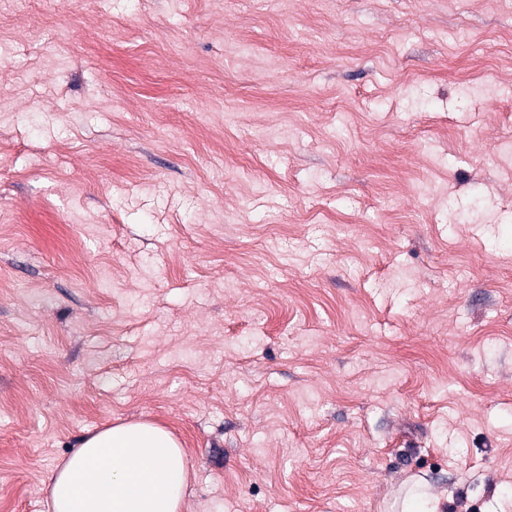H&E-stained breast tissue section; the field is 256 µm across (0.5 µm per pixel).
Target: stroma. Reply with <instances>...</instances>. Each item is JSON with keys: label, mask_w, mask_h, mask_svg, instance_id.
<instances>
[{"label": "stroma", "mask_w": 512, "mask_h": 512, "mask_svg": "<svg viewBox=\"0 0 512 512\" xmlns=\"http://www.w3.org/2000/svg\"><path fill=\"white\" fill-rule=\"evenodd\" d=\"M127 421L182 512H512V0H0V512Z\"/></svg>", "instance_id": "35a3bbf8"}]
</instances>
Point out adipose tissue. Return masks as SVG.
Wrapping results in <instances>:
<instances>
[{
    "mask_svg": "<svg viewBox=\"0 0 512 512\" xmlns=\"http://www.w3.org/2000/svg\"><path fill=\"white\" fill-rule=\"evenodd\" d=\"M189 471L172 434L129 422L86 437L47 488L51 512H180Z\"/></svg>",
    "mask_w": 512,
    "mask_h": 512,
    "instance_id": "adipose-tissue-1",
    "label": "adipose tissue"
}]
</instances>
